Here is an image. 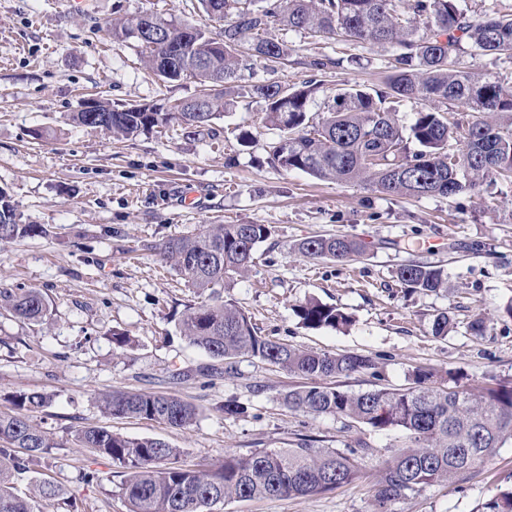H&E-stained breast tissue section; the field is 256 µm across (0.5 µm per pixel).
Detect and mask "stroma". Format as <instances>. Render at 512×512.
<instances>
[{
  "mask_svg": "<svg viewBox=\"0 0 512 512\" xmlns=\"http://www.w3.org/2000/svg\"><path fill=\"white\" fill-rule=\"evenodd\" d=\"M151 12L178 24L219 32L198 0H0V189L46 235L0 245V289L36 287L51 308L44 321L0 315V411L18 391L49 394L32 412L55 449L17 479L20 495L35 478L64 491L65 504L44 512H126L124 478L110 458L79 447L77 430L102 426L132 438L160 439L181 451L176 463L205 468L225 452L295 447H369L363 479L311 497L232 501L221 512H372L374 486L401 432H377L331 415L284 408L278 396L303 376L240 358L232 365L189 344L180 330L202 296L163 261L159 246L204 224H266L272 235L255 252L248 274L224 290L262 335L330 354L369 357L372 370L332 378L339 389H404L417 368L454 371L462 384L512 381V184L449 198L387 196L362 184L320 181L267 162L276 129L262 102L239 99L214 124V134L174 125L117 140L70 120L85 102L104 96L164 105L195 96L194 82H164L140 64L134 42H114L108 22ZM267 38L292 50L288 68L256 65L258 83L298 84L316 56L356 55L325 79V95L347 83L374 85L391 47L314 40L274 23ZM247 134L240 146L238 134ZM347 235L366 250L351 261L303 257L313 235ZM420 261L440 266L446 290L401 284L397 269ZM316 298L346 313L347 329L301 325L296 305ZM447 313V336L432 324ZM482 314L485 327L468 325ZM127 336L117 347L113 334ZM148 391L179 397L199 410L196 422L173 428L155 420L109 417L101 393ZM245 414L228 416L227 402ZM86 471L96 480L81 483ZM512 487V445L488 461L421 494L397 501L395 512H478Z\"/></svg>",
  "mask_w": 512,
  "mask_h": 512,
  "instance_id": "35a3bbf8",
  "label": "stroma"
}]
</instances>
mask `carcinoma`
I'll list each match as a JSON object with an SVG mask.
<instances>
[{"label":"carcinoma","mask_w":512,"mask_h":512,"mask_svg":"<svg viewBox=\"0 0 512 512\" xmlns=\"http://www.w3.org/2000/svg\"><path fill=\"white\" fill-rule=\"evenodd\" d=\"M200 0L209 17L224 23L218 36L206 29L176 24L154 13H140L112 25V38L137 42L148 68L165 81L191 79L198 93L176 100L167 112L149 104L95 102V111L75 112L78 125L130 137L171 124L211 129L221 118L226 98L264 102L265 122L279 131L269 146L271 163L336 182H360L401 197H450L482 184L512 182V86L475 77L458 69L457 57L470 49L484 55L512 56V17L469 16L457 0ZM280 22L311 37L388 45L392 61L382 84H347L324 102L317 122L311 104L323 86L307 80L299 86L243 81L244 72L261 63L288 62L289 48L264 37ZM222 43L224 49L213 50ZM455 104L470 119L445 117ZM414 112L406 127L403 108ZM458 148L448 151V142ZM419 146L410 151L408 143ZM46 233L25 224L10 198L0 192V244ZM271 235L267 224H207L199 232L162 244L164 260L208 301L186 310L181 323L189 343L214 359L257 358L304 376L306 385L280 397L290 410L332 415L374 431H400L405 442L385 462L373 495V512L426 488L450 480L512 443V383L470 389L447 372L437 382L431 369L412 371L413 386L349 392L324 383L373 368L356 354L331 355L273 341L259 335L250 317L222 292L228 281L247 273L255 249ZM313 259L339 262L360 256L365 245L348 236L314 235L296 245ZM399 281L409 288L437 292L448 287L443 270L423 262L400 266ZM39 321L49 304L35 288H3L0 310ZM309 328H342L349 318L337 308L308 299L295 307ZM8 401L18 412H0V512H42L40 502L59 497L49 480L36 481V494L13 491V477L57 447L53 435L33 424L24 412L45 407L41 392H19ZM103 414L141 417L175 428L192 425L197 408L175 396L114 391L99 397ZM81 448L112 459L124 470L120 484L127 512H217L231 501L313 496L361 478V458L352 449L323 448L302 440L294 448L257 450L247 456L224 452L208 469L171 465L180 455L157 439H132L96 426L77 431ZM479 512H512V488L486 499Z\"/></svg>","instance_id":"carcinoma-1"}]
</instances>
